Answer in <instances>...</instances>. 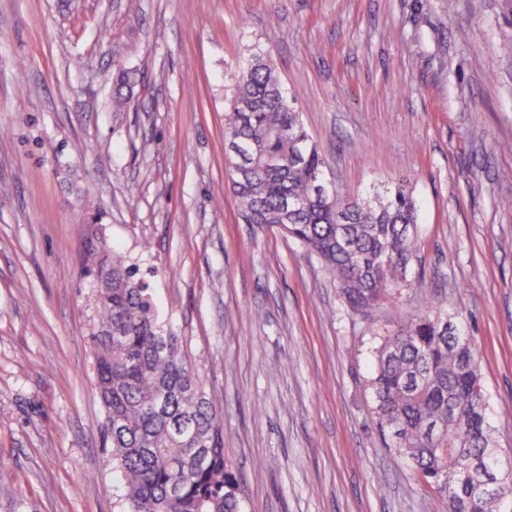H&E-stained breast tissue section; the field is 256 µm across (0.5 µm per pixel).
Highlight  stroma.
Here are the masks:
<instances>
[{
  "mask_svg": "<svg viewBox=\"0 0 512 512\" xmlns=\"http://www.w3.org/2000/svg\"><path fill=\"white\" fill-rule=\"evenodd\" d=\"M367 203L419 207L408 282L350 312L246 223L224 112L252 54ZM135 72L116 110L113 78ZM512 0H0V512H119L91 389L92 239L135 263L224 407L243 512H448L379 436L378 336L438 299L512 458Z\"/></svg>",
  "mask_w": 512,
  "mask_h": 512,
  "instance_id": "1",
  "label": "stroma"
}]
</instances>
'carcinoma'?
Masks as SVG:
<instances>
[{"label":"carcinoma","instance_id":"1","mask_svg":"<svg viewBox=\"0 0 512 512\" xmlns=\"http://www.w3.org/2000/svg\"><path fill=\"white\" fill-rule=\"evenodd\" d=\"M230 191L249 223L275 226L316 255L342 301L365 314L404 286L418 240V206L398 185L385 202H351L322 191L325 161L274 66L260 55L234 75L224 113ZM302 207L283 220L282 204ZM99 318L89 334L104 439L124 512H241V489L224 459V408L188 366L182 338L158 319L137 266L102 247L87 259ZM436 307L379 337L369 380L389 447L420 480L451 474L465 459L498 468L499 448L473 340L464 347ZM450 512H496L440 489Z\"/></svg>","mask_w":512,"mask_h":512}]
</instances>
